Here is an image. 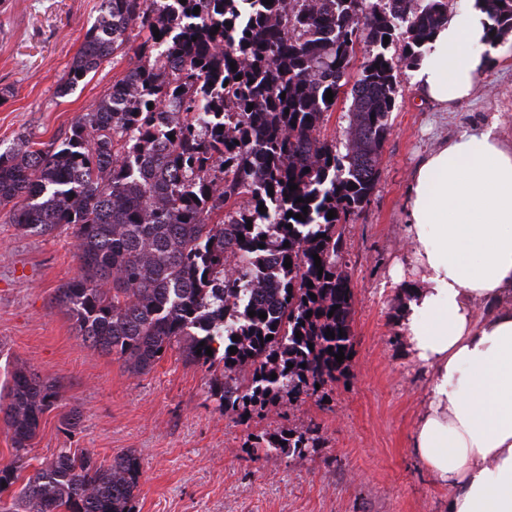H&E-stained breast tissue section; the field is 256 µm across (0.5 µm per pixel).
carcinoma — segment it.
Segmentation results:
<instances>
[{"mask_svg": "<svg viewBox=\"0 0 512 512\" xmlns=\"http://www.w3.org/2000/svg\"><path fill=\"white\" fill-rule=\"evenodd\" d=\"M476 3L491 21L488 43L512 32V0ZM447 19L448 0H102L59 92L118 52L131 67L59 143L34 150L22 138L0 153V206L12 205L11 223L24 233L72 229L81 273L55 301L81 340L133 374L189 340V360L224 363L215 392L241 421L345 375L354 293L338 226L368 204L391 134L397 69L383 40L402 37L400 61L417 66ZM361 43L342 152L321 137L334 107L325 96L338 99ZM269 253L278 317L262 301L246 304ZM56 399L52 381L13 372L0 396L14 450L0 490L16 482ZM319 444L309 428L254 447L300 454ZM139 475L132 450L108 464L62 450L0 512H133Z\"/></svg>", "mask_w": 512, "mask_h": 512, "instance_id": "obj_1", "label": "carcinoma"}]
</instances>
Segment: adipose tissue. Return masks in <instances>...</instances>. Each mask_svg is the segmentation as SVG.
Returning a JSON list of instances; mask_svg holds the SVG:
<instances>
[{
	"label": "adipose tissue",
	"instance_id": "adipose-tissue-1",
	"mask_svg": "<svg viewBox=\"0 0 512 512\" xmlns=\"http://www.w3.org/2000/svg\"><path fill=\"white\" fill-rule=\"evenodd\" d=\"M479 8L449 17L413 71L427 100L470 97L489 61ZM405 233L420 275L403 307L413 357L429 376L411 437L452 494L448 512H512V143L494 127L444 141L413 172Z\"/></svg>",
	"mask_w": 512,
	"mask_h": 512
}]
</instances>
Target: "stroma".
<instances>
[{
	"instance_id": "1",
	"label": "stroma",
	"mask_w": 512,
	"mask_h": 512,
	"mask_svg": "<svg viewBox=\"0 0 512 512\" xmlns=\"http://www.w3.org/2000/svg\"><path fill=\"white\" fill-rule=\"evenodd\" d=\"M101 0H0V152L19 135L58 140L129 66L104 61L67 94L58 87ZM496 124L512 143V60L486 68L471 98L444 111L426 101L411 69L398 70L392 132L368 205L344 224L354 292V355L345 377L297 403L242 422L225 412L207 367L169 349L145 374L85 345L55 304L77 276L70 229L23 233L0 209V388L24 367L55 381L58 398L30 452L45 466L58 449L98 461L132 450L140 461L134 512H448L451 492L411 446L428 378L399 323L406 194L415 167L443 140ZM78 410L80 421L65 417ZM318 428L303 455L252 451L253 437Z\"/></svg>"
}]
</instances>
